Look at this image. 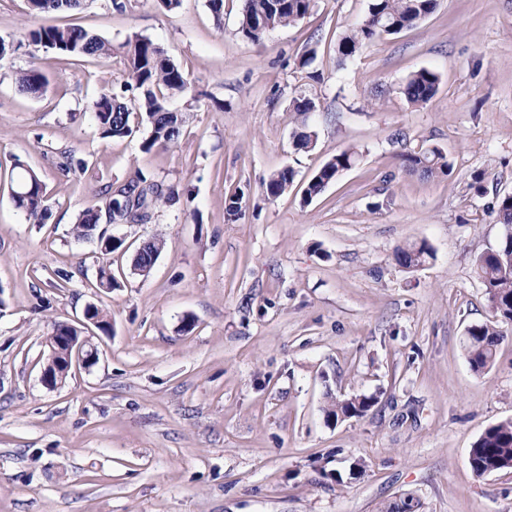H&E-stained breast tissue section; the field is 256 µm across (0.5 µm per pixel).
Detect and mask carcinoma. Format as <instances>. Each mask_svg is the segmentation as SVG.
Listing matches in <instances>:
<instances>
[{"label":"carcinoma","instance_id":"cac0c4a2","mask_svg":"<svg viewBox=\"0 0 512 512\" xmlns=\"http://www.w3.org/2000/svg\"><path fill=\"white\" fill-rule=\"evenodd\" d=\"M436 2L371 0L367 18L339 41V55L346 60L365 43L413 27L434 12ZM29 3L32 9L39 12H67L80 7V3L71 0H29ZM313 5L314 0H245L238 33L247 41L259 43L269 32L305 19ZM24 40L47 51L73 58L102 56L112 52L109 42L80 26L42 27L23 33L21 40L15 44H6L0 39V51L14 50ZM124 54L128 81L123 91L135 94L137 112L131 111L124 96L110 89L103 90L90 105L99 139L109 142L114 138L130 137L144 124L148 127V137L143 141L142 148L147 152L155 147L167 148L177 142L184 124L182 113L169 109L168 99L174 96L195 98L191 84L184 72L170 60L167 51L147 38L128 40ZM439 84L437 73L421 68L409 75L403 86V94L409 103L423 104L437 93ZM15 85L21 94L38 96L46 90L47 78L40 65L34 62L16 75ZM315 108V102L309 98L293 100L292 112L296 125L293 138L298 150H309L314 144L315 132L310 130L309 117ZM358 158L359 152L354 148L332 156L307 182L303 203L307 204L320 195L343 172L355 166ZM402 160L403 166L412 173L418 172L426 177L448 174L447 157L436 146L406 154ZM13 167L24 170L19 182L31 188L28 196L13 200L15 207L28 220L44 223L49 214V205L39 174L24 167L17 158ZM58 167L62 173L68 174L76 169H85L86 163L75 158L71 152L64 151L60 154ZM295 177L296 172L290 167L271 173L261 184L262 196L274 201L287 194ZM243 199L244 191L241 189L227 196L225 212L228 219L235 220L240 216ZM176 200L175 189L164 186L150 173L140 170L136 179L116 190L104 202L90 203L79 214L72 234L78 239L97 237L100 253L107 256L122 248L123 240L113 238L101 228V219H106L108 225L145 224L152 218V207ZM495 211L506 231L494 247L475 259L476 273L485 288L494 321L469 326L463 338L468 362L472 370L478 373L487 370L495 361L502 338L498 325L512 323V196L498 199ZM163 246V240L157 237L144 241L134 254L132 271H151ZM431 257V250L424 243L409 244L395 252V261L407 269L421 266ZM97 287L108 291L119 287L110 265L99 267ZM84 318L99 331L105 334L110 332L111 321L105 309L93 304L85 308ZM373 405V398L362 395L338 399L331 404L327 415L335 418L361 417ZM469 462L473 473L479 478L512 470V419L489 426L470 448Z\"/></svg>","mask_w":512,"mask_h":512}]
</instances>
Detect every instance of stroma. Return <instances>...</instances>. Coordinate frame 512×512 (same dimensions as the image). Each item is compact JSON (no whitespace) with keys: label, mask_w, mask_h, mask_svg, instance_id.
Here are the masks:
<instances>
[{"label":"stroma","mask_w":512,"mask_h":512,"mask_svg":"<svg viewBox=\"0 0 512 512\" xmlns=\"http://www.w3.org/2000/svg\"><path fill=\"white\" fill-rule=\"evenodd\" d=\"M369 4L316 0L255 44L238 34L243 0H225L219 19L207 0L50 13L0 0V38L18 44L0 58V512H386L406 497L417 512H512V471L478 478L469 464L485 429L512 419V325L484 373L462 347L492 318L474 260L504 234L492 206L512 194V0H438L413 28L340 60ZM50 25L82 26L112 52L19 44L21 30ZM136 35L203 95L171 100L182 135L148 153L143 129L101 143L88 108L124 84ZM35 59L49 86L20 94L13 76ZM422 68L440 85L415 107L402 88ZM301 96L317 104L308 151L293 143ZM433 145L448 175L404 168L402 154ZM351 146L358 165L302 203L314 172ZM64 150L86 170L63 175ZM16 158L45 184V223L12 202ZM283 167L292 190L263 200L261 181ZM139 169L180 199L150 223L111 227L124 241L112 255L120 286L102 292L97 246L70 228ZM238 189L231 221L225 198ZM153 236L164 247L149 276L130 275ZM421 242L433 253L423 266L396 263L398 247ZM60 269L72 275L62 290ZM91 303L112 323L93 337L99 361L48 389L46 340L56 324L81 326ZM355 395L375 400L364 416L327 418L332 400ZM358 459L363 472L348 477Z\"/></svg>","instance_id":"stroma-1"}]
</instances>
